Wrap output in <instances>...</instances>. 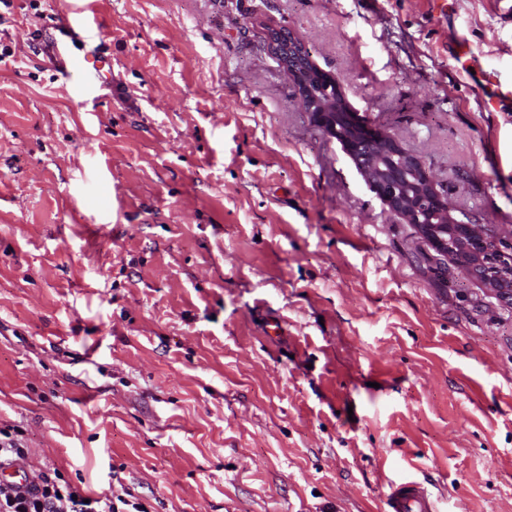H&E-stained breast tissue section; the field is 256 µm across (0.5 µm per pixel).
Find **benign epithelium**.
Masks as SVG:
<instances>
[{"mask_svg": "<svg viewBox=\"0 0 512 512\" xmlns=\"http://www.w3.org/2000/svg\"><path fill=\"white\" fill-rule=\"evenodd\" d=\"M266 44L297 87L301 108L352 155L365 139L373 150L359 164L372 192L389 211L414 225L438 255L452 257L466 275L494 291L502 300H512V242L489 238L477 224H466L450 215L448 199L441 194L420 161L393 138L373 129L354 112L336 79L305 55L303 42L283 29H271ZM333 86L335 95L320 97L311 84Z\"/></svg>", "mask_w": 512, "mask_h": 512, "instance_id": "benign-epithelium-1", "label": "benign epithelium"}]
</instances>
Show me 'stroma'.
Listing matches in <instances>:
<instances>
[{
    "label": "stroma",
    "instance_id": "obj_1",
    "mask_svg": "<svg viewBox=\"0 0 512 512\" xmlns=\"http://www.w3.org/2000/svg\"><path fill=\"white\" fill-rule=\"evenodd\" d=\"M0 0V427L32 471L148 512H512V304L438 261L304 112L284 28L416 156L451 215L512 237V0H97L81 93L56 25ZM280 323V335L265 331ZM63 47L65 52V58L61 56L59 57L58 66L60 70L71 74H77L84 83L96 82V77L89 69V65L91 64V68L98 72L99 69L96 63L100 62V60H94L91 62L86 57L71 55L66 50L65 45H63ZM484 73L483 97L487 109L490 110L495 105H503L505 102L512 100V81L510 83L501 81L496 70L485 71ZM388 506V512H435L429 494L412 481L392 486Z\"/></svg>",
    "mask_w": 512,
    "mask_h": 512
}]
</instances>
